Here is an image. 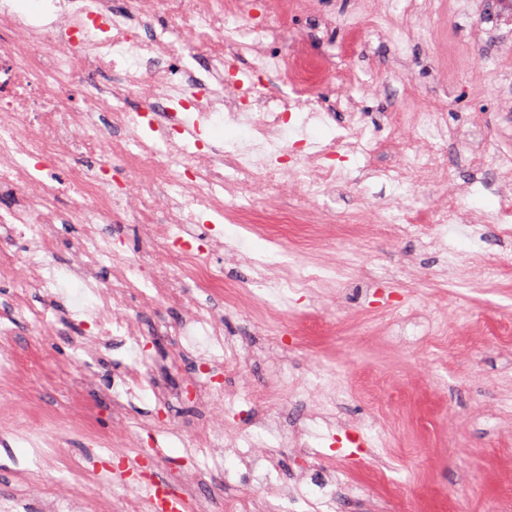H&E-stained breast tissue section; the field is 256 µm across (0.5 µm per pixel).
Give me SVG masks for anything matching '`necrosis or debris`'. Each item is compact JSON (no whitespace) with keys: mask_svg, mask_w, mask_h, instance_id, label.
I'll use <instances>...</instances> for the list:
<instances>
[{"mask_svg":"<svg viewBox=\"0 0 512 512\" xmlns=\"http://www.w3.org/2000/svg\"><path fill=\"white\" fill-rule=\"evenodd\" d=\"M272 0H44V12L18 10L15 0H0V191L15 194L0 206V277L16 292L0 328L8 324L40 325L73 317V310L49 311L63 278L75 280L88 303L82 313L94 342L120 338L131 352L112 379L106 400L115 417L144 398L168 405L189 398L211 417L197 430L199 453L188 468L172 473L188 512H279L271 493L279 451L306 445V425L281 431L277 447L263 461L240 452L239 474L246 491L224 495L216 476L223 470L224 415L244 401L261 408L249 423L274 424L285 400L309 403L317 394L293 378L287 394L244 397L225 387L251 353L224 334V317L201 305L196 292L220 298L225 309L247 310L262 327L279 330L282 314L265 296L332 288L336 268L329 263L308 271L289 267L286 248L321 250L333 225L315 219L308 201L318 199L345 179L350 156L372 151L365 138L363 113L351 111L336 146H320L303 133L329 106L315 90L328 68L301 48L282 47L283 26H255L249 43L250 81L240 77V41L229 22L266 11ZM106 82H99L100 74ZM280 75L286 89L268 94L267 75ZM139 97L141 109L127 107ZM246 127L241 143L217 145L206 136L219 124ZM395 188L430 178L445 183L448 209L418 214L400 203L387 205L378 224L390 232L414 231L432 245L444 243L447 223L496 224L501 238L512 240V153L497 155L486 170L483 188L496 191L492 216L475 215L460 205L467 190L448 177L436 153H402L392 168L378 171ZM297 186L302 202L280 206L276 193ZM78 224L72 242L76 261L60 269L55 228ZM238 224L269 239L271 249L250 262L252 283L260 294L246 298L224 276L218 255L221 238L209 236L195 245L194 224ZM107 224H133L144 242L131 254L107 236ZM108 269L102 279L100 269ZM163 304L188 312L184 321L159 320L158 333L176 337L177 351H194L200 361L196 378L174 391L157 382L147 354L148 340L138 324L143 308ZM13 426L31 448L17 462L30 488L45 497L53 512H152L134 485L118 484L111 498H87L90 484L106 480L105 467L89 466L73 455L66 441L42 448L48 429H63L42 406L27 405ZM263 465L262 489L249 486L255 465ZM65 471L69 494L46 486L44 473Z\"/></svg>","mask_w":512,"mask_h":512,"instance_id":"necrosis-or-debris-1","label":"necrosis or debris"}]
</instances>
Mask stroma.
Returning a JSON list of instances; mask_svg holds the SVG:
<instances>
[{"label":"stroma","instance_id":"obj_1","mask_svg":"<svg viewBox=\"0 0 512 512\" xmlns=\"http://www.w3.org/2000/svg\"><path fill=\"white\" fill-rule=\"evenodd\" d=\"M406 0H309L287 15L286 40L301 39L308 56L336 68L322 84L324 99L351 100L366 117V132L377 147L351 160V175L336 193L312 202L320 215L355 213L374 220L391 188L377 180L359 181L361 169L397 162L396 148H427L412 129H392L383 114L395 110L444 112L448 122L466 128L480 122L487 142L500 135L503 115L512 116V25L500 22L489 0H422L407 11ZM410 210L432 212L448 205L436 180L410 183L401 191ZM226 243L244 255L229 271L250 288L247 258L259 255L266 240L236 224L216 225ZM486 243L474 251L468 228L447 227V252L423 251L417 237L369 230L366 236L337 239L330 257L344 261L338 287L317 295L272 299L289 327L318 320L324 331L300 336L287 354L307 378L333 381L344 398L346 426L337 440H312L314 451L333 452L337 482L365 485L386 512H500L512 504V346L487 336L472 343V320H512V245L498 241L493 225L481 227ZM500 266L496 280L482 274L485 262ZM225 331L262 359L246 366L236 383L246 391H278L279 349L270 335L246 316L224 321ZM86 327L69 325L55 336L20 326L15 350L44 353L42 381L30 397L60 415L71 412L68 385L82 371L77 348ZM98 409L104 433L122 430L126 454L148 438L151 400L129 410L126 421L112 417L103 396L87 392ZM169 413L178 433L160 438L163 473L184 466L191 435L207 411L173 404ZM301 451H283L278 486L284 512H313L314 485L294 494L291 468Z\"/></svg>","mask_w":512,"mask_h":512}]
</instances>
